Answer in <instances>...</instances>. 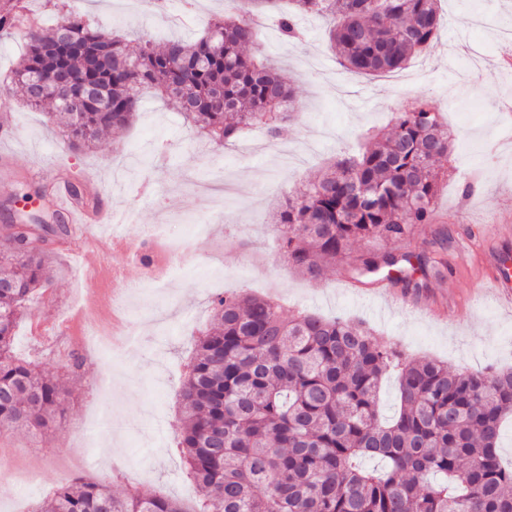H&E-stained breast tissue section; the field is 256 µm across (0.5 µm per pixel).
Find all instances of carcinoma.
<instances>
[{"mask_svg": "<svg viewBox=\"0 0 512 512\" xmlns=\"http://www.w3.org/2000/svg\"><path fill=\"white\" fill-rule=\"evenodd\" d=\"M274 13L287 38L297 18H326L339 63L379 75L402 68L437 34V0H245ZM19 0H0V38L21 36L19 67L0 93L19 89L31 107L55 108L63 142L90 149L100 134L132 124L143 90L158 92L185 114L194 132L217 147L236 144L256 124L271 137L288 118L293 90L278 70L245 53L256 32L245 18L220 17L192 41L138 37L137 53L69 10L51 28L24 24ZM86 55L63 58L65 34ZM93 88L79 105L62 91L33 94L31 77L60 65ZM451 152L439 112L419 102L391 132L345 157L288 197L276 222L288 263L318 278L367 240L395 242L428 224L438 191L435 163ZM357 178L371 187L358 196ZM70 225L16 224L0 240V431L38 435L61 425L70 391L32 360L17 356L14 330L50 281L54 244ZM391 253L358 259L363 274L403 271ZM178 391L181 426L175 446L201 491L192 512H512V469L499 454L501 425L512 415V368L471 372L415 359L360 320L305 311L285 318L271 298L224 293ZM398 374L396 410L382 418L379 386ZM386 463L382 472L358 464ZM32 512H187L167 496L66 479Z\"/></svg>", "mask_w": 512, "mask_h": 512, "instance_id": "obj_1", "label": "carcinoma"}]
</instances>
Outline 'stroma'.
I'll list each match as a JSON object with an SVG mask.
<instances>
[{"instance_id":"stroma-1","label":"stroma","mask_w":512,"mask_h":512,"mask_svg":"<svg viewBox=\"0 0 512 512\" xmlns=\"http://www.w3.org/2000/svg\"><path fill=\"white\" fill-rule=\"evenodd\" d=\"M80 11L106 31L126 26L156 41L199 36L208 20L238 13V0H197L183 13L180 0L164 12L144 0H80ZM440 30L430 50L407 64L426 72L425 81L397 85L393 75L349 73L339 88L340 65L323 21L305 18L303 37L289 40L269 21H259L252 52L272 60L291 85L297 105L278 137L254 128L244 136L252 148L242 154L198 142L179 113L169 111L153 91L131 126L104 134L95 148L63 150L58 129L43 110L21 97L0 107V127L12 128L10 156L0 162V201L49 184L57 167H68L81 183L96 182L102 202L120 217V231L140 239L144 228L164 224L175 242L185 243L201 265L156 293L141 262L115 252L108 233L96 249L115 271L113 293L141 288L146 303L132 314L135 332L120 337L111 365L97 349L73 334L44 342L16 336L19 356L37 360L71 391L64 423L35 437L25 432L0 436V453L15 477L36 471L18 497L0 499V512H27L63 478L109 483L119 495L138 489L193 505L198 497L172 446L180 427L176 406L183 366L192 353L193 332L210 320L208 300L220 290L244 289L281 300L285 313L306 309L326 317L365 321L379 337L397 343L412 358H434L469 371L512 366V308H503L486 288L489 256L512 255V240L490 238L493 224L512 225V133L497 109L512 101V73L465 81L472 58L501 59L508 48L498 40L512 30V0H439ZM425 102L442 112L454 135L435 202V220L417 225L397 243H360L353 255L325 269L316 280L302 277L282 257L272 224L288 195L387 132L399 112ZM474 183L469 197L461 188ZM441 257L440 273H428L422 288L393 284L348 287L357 255L366 252ZM64 243L51 267V286L34 299L38 322H61L86 288L84 269ZM84 357L81 374L71 373V353ZM104 419L101 446L83 448V427ZM92 465H83L82 453Z\"/></svg>"}]
</instances>
